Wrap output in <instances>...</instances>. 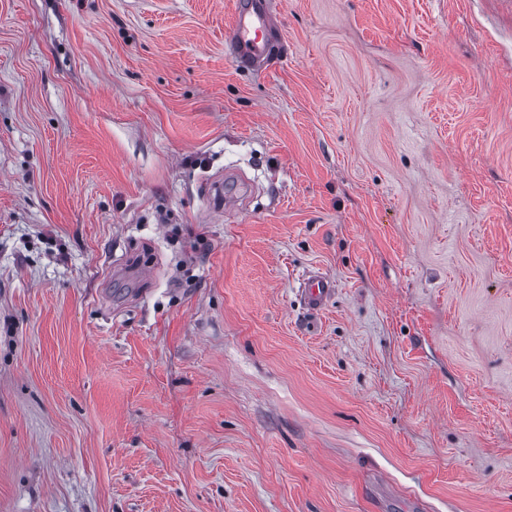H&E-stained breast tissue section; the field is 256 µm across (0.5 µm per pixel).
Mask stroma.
Segmentation results:
<instances>
[{"instance_id": "1", "label": "stroma", "mask_w": 512, "mask_h": 512, "mask_svg": "<svg viewBox=\"0 0 512 512\" xmlns=\"http://www.w3.org/2000/svg\"><path fill=\"white\" fill-rule=\"evenodd\" d=\"M268 2L0 0V512H512V0ZM274 28L275 21L267 0H238L228 36L235 59L240 63L257 61L267 34ZM304 303L311 313L321 312L335 292L333 283L323 275H308L303 279Z\"/></svg>"}]
</instances>
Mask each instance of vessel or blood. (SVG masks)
<instances>
[{
  "label": "vessel or blood",
  "mask_w": 512,
  "mask_h": 512,
  "mask_svg": "<svg viewBox=\"0 0 512 512\" xmlns=\"http://www.w3.org/2000/svg\"><path fill=\"white\" fill-rule=\"evenodd\" d=\"M274 27L267 0H237L228 36L236 60L241 63L258 60L263 42ZM334 292L333 283L325 276L311 275L304 280V302L310 312H321Z\"/></svg>",
  "instance_id": "vessel-or-blood-1"
}]
</instances>
